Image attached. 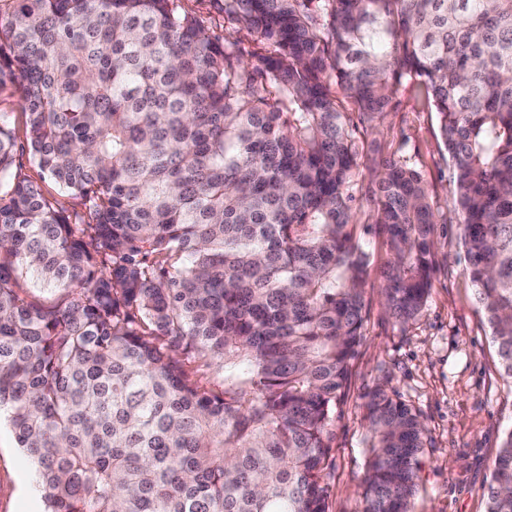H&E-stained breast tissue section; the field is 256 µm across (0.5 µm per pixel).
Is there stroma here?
Masks as SVG:
<instances>
[{"label": "stroma", "instance_id": "obj_1", "mask_svg": "<svg viewBox=\"0 0 512 512\" xmlns=\"http://www.w3.org/2000/svg\"><path fill=\"white\" fill-rule=\"evenodd\" d=\"M0 113L7 117L20 147L14 170L38 184L59 206L79 208V199L42 174L25 152L26 115L12 85L0 86ZM347 119L360 145L373 147L374 158L399 161L421 174L438 218L436 271L422 311L407 323L396 321L379 290L389 253L366 199L372 176L362 171L355 195L358 233L371 255L365 283L367 316L331 427L324 470L328 512L361 510L366 462L362 404L367 393L380 387L410 405L425 428L413 512H486L494 461L512 427V380L501 373L491 329L466 272L459 216L451 204L453 171L438 136V115L423 92L407 80L394 112L371 125L354 110L348 111ZM45 510L34 465L18 447L9 425L1 423L0 512Z\"/></svg>", "mask_w": 512, "mask_h": 512}]
</instances>
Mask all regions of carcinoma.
I'll return each instance as SVG.
<instances>
[{
	"instance_id": "carcinoma-1",
	"label": "carcinoma",
	"mask_w": 512,
	"mask_h": 512,
	"mask_svg": "<svg viewBox=\"0 0 512 512\" xmlns=\"http://www.w3.org/2000/svg\"><path fill=\"white\" fill-rule=\"evenodd\" d=\"M259 47L181 0H0L59 209L12 172L0 114V410L46 512H328L329 427L363 340L360 168L391 259L382 294L424 306L437 217L420 173L364 153L332 86L373 121L426 88L455 176L466 271L512 379V0H215ZM65 291L21 296L18 276ZM224 362V388L185 369ZM361 512H412L424 428L365 396ZM487 512H512V428Z\"/></svg>"
}]
</instances>
